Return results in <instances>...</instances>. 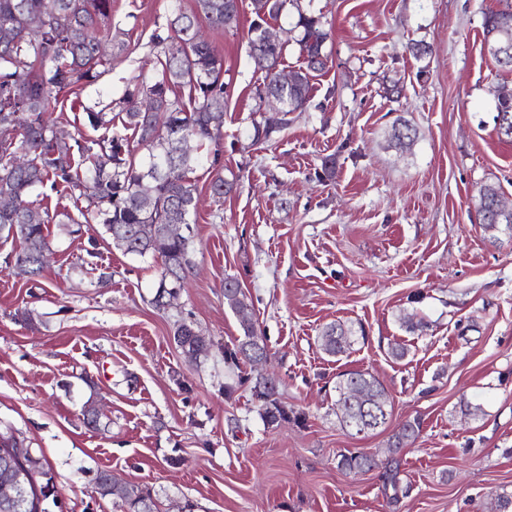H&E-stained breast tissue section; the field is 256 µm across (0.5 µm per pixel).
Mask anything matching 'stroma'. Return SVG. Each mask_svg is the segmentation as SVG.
I'll return each mask as SVG.
<instances>
[{
	"label": "stroma",
	"instance_id": "obj_1",
	"mask_svg": "<svg viewBox=\"0 0 512 512\" xmlns=\"http://www.w3.org/2000/svg\"><path fill=\"white\" fill-rule=\"evenodd\" d=\"M330 32L326 69L306 111L250 145L263 121L255 95L264 72L248 53L251 0L235 32L212 34L228 87L221 162L236 178L224 199L211 175L193 178L200 198L183 290L153 297L158 261L115 249L91 231L50 225L53 252L37 279L6 265L0 241V435L45 459L56 512H115L95 491L99 471L148 490L160 512H489L512 492V236L491 242L478 194L494 186L512 208V141L495 129L493 87L512 72L489 55L485 12L512 0H313ZM169 0H112V29L125 59L84 85L78 108L53 118L89 132L86 108L119 102L133 77H154L150 37ZM429 45L418 58L410 44ZM399 94H392V87ZM417 138L396 146L397 118ZM336 158L332 180L317 178ZM96 251L106 287L86 271ZM236 277L268 345L266 361L224 363L241 334L224 305ZM416 312L424 330L401 327ZM361 327L364 341L332 358L319 347L328 323ZM209 343L190 361L173 341L176 323ZM408 349L394 360L391 343ZM363 370L386 387L389 423L354 436L336 419L337 373ZM277 375L280 400L299 421L264 425L252 394ZM234 385L225 394V385ZM104 411L101 431L82 423L86 401ZM422 431L400 456L398 500L378 471L349 475L340 453L388 459L398 423Z\"/></svg>",
	"mask_w": 512,
	"mask_h": 512
}]
</instances>
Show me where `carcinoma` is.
<instances>
[{
    "instance_id": "carcinoma-1",
    "label": "carcinoma",
    "mask_w": 512,
    "mask_h": 512,
    "mask_svg": "<svg viewBox=\"0 0 512 512\" xmlns=\"http://www.w3.org/2000/svg\"><path fill=\"white\" fill-rule=\"evenodd\" d=\"M43 0H0V128H10L14 136L0 140V196L15 201L10 210H0V239L19 243V249L8 256L7 263L23 264L26 273L39 276L50 252L48 225L60 224L73 233V224H97L112 245L126 254L151 256L161 262L156 303L175 286L184 287L190 265L192 235L176 240L160 239L141 242L136 236L139 224L186 225L196 223L197 188L190 174L203 158L198 153L179 150L178 143L189 139L197 147H216L224 139V59L202 34L198 18L203 17L214 31L230 32L239 24V7L233 0H195V8L187 11L181 0H171L166 17L167 35L155 33L150 43L156 50L159 77L155 80L133 79L120 105L121 123L132 131L144 154L132 157L128 138L112 132V119L105 109H85L89 126L104 132L96 137L82 133L63 140L56 136L52 119L57 104L64 97L77 93L85 84L112 71L125 50V43L116 44L117 51L100 52L102 33L110 31L112 0H55L56 8L44 28L29 27L32 15L41 9ZM266 12L250 25L248 50L267 52L270 66L281 65L286 43H264L263 23L278 19L287 7L297 12L295 41L300 47L302 66L293 72L286 88L278 87L276 73L265 71L258 98L269 89L280 98L283 117L280 128L288 126L293 112L304 111L311 97L312 73L326 68L328 56L323 47L329 38L324 16L303 10L301 0H265ZM486 46L508 47L506 60L495 58L497 64L512 71V11H490L483 19ZM494 116L498 136L512 140V88L494 90ZM268 123L252 122L248 139L256 145L270 138ZM417 130L407 120L399 119L392 126V139L412 143ZM213 172L210 189L218 199L231 193L236 179L224 177L218 154L210 164ZM47 199L52 193H64L86 206L76 207L77 214L67 210L49 212L32 200L34 192ZM498 192L485 186L479 191L480 223L491 239L500 226L512 231V211L504 212L498 204ZM224 305L240 317L242 334L237 342L224 346V363L239 367L247 361V346L265 337L259 336L255 324L245 316L252 302L236 280L224 281ZM173 341L183 353L195 358L194 351L208 353L209 344H200L194 327L185 322L176 325ZM320 347L328 356L347 353L356 342L352 327L341 322L325 325L319 334ZM360 386L385 408L392 409L383 384L372 374L360 370L336 376V419L353 435H367L372 428L354 429L361 418V409L346 410L341 403L348 393ZM253 396L260 402V415L266 425L274 427L288 421V411L279 398V386H267V379L256 381ZM421 430L417 419L398 425L389 442L391 463L382 473L384 489L400 490L397 455L414 443ZM337 467L352 475L367 473L378 467L375 455L356 449L339 455ZM122 512H157L150 492L134 485L120 487Z\"/></svg>"
}]
</instances>
